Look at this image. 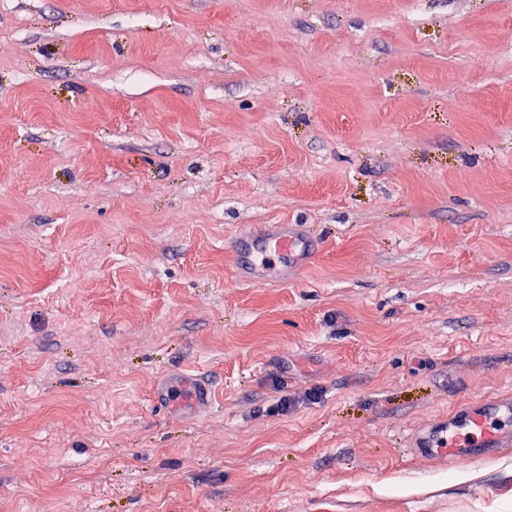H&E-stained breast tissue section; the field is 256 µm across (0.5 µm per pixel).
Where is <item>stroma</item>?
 Masks as SVG:
<instances>
[{
	"instance_id": "1",
	"label": "stroma",
	"mask_w": 512,
	"mask_h": 512,
	"mask_svg": "<svg viewBox=\"0 0 512 512\" xmlns=\"http://www.w3.org/2000/svg\"><path fill=\"white\" fill-rule=\"evenodd\" d=\"M0 41V512H512V447L406 449L512 395V0H0ZM264 224L322 250L245 280Z\"/></svg>"
}]
</instances>
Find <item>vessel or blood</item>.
Wrapping results in <instances>:
<instances>
[{
  "instance_id": "1",
  "label": "vessel or blood",
  "mask_w": 512,
  "mask_h": 512,
  "mask_svg": "<svg viewBox=\"0 0 512 512\" xmlns=\"http://www.w3.org/2000/svg\"><path fill=\"white\" fill-rule=\"evenodd\" d=\"M242 251L250 278H259L272 255L312 258V238L301 224H279L244 237ZM512 446V398L496 397L478 402L462 414L416 430L410 438L414 455L435 457H491Z\"/></svg>"
}]
</instances>
